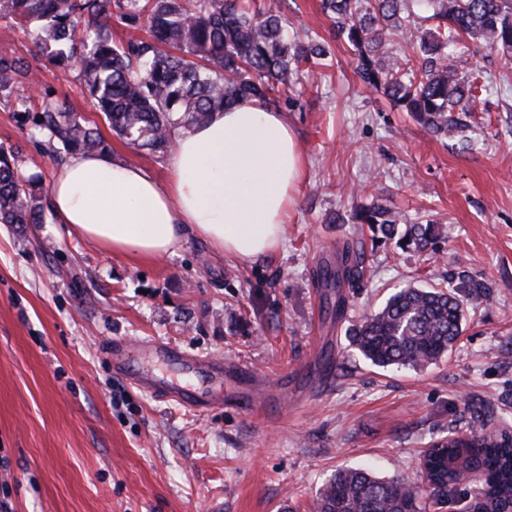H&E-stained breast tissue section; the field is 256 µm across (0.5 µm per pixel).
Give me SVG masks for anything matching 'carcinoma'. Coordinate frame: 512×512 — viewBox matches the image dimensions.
<instances>
[{
    "label": "carcinoma",
    "mask_w": 512,
    "mask_h": 512,
    "mask_svg": "<svg viewBox=\"0 0 512 512\" xmlns=\"http://www.w3.org/2000/svg\"><path fill=\"white\" fill-rule=\"evenodd\" d=\"M409 0H321L331 35L357 56V72L436 137L451 139L467 127L470 113L490 92L477 69L463 72L464 38L512 53V0H414L432 10L434 27L413 46L418 67L388 59L387 37L402 27ZM145 23V41H112V17ZM3 33L31 25L42 53L71 68L93 107L127 145L166 153L178 128L207 123L235 105L267 108L288 104L302 67L328 66L327 42L288 34L283 9L259 4L251 11L238 0H0ZM28 67L20 57L0 55V104L22 111L28 99ZM52 152L102 155L108 146L66 102L44 105L35 122ZM21 147L0 146V224H50L49 196L40 178L18 169ZM365 224L372 244L397 245L430 257L439 226L428 220L399 231L379 202L351 212ZM338 268L319 267L326 309L345 317L344 288L367 275L363 248L336 252ZM488 277H469L446 287H407L349 329L351 342L380 368L421 369L445 357L461 336L468 305L491 293ZM423 484L403 477H376L367 468L340 470L323 488L316 512H422L426 493L451 499L476 469L487 474L479 502L469 512H512V430H488L483 415L465 433L452 432L424 452Z\"/></svg>",
    "instance_id": "carcinoma-1"
}]
</instances>
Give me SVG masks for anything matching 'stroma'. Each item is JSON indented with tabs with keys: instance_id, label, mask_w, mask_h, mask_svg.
Returning <instances> with one entry per match:
<instances>
[{
	"instance_id": "1",
	"label": "stroma",
	"mask_w": 512,
	"mask_h": 512,
	"mask_svg": "<svg viewBox=\"0 0 512 512\" xmlns=\"http://www.w3.org/2000/svg\"><path fill=\"white\" fill-rule=\"evenodd\" d=\"M293 28L326 36L320 0H288ZM491 87L485 118L461 137L428 133L357 74L347 41L304 74L283 115L307 164L281 249L247 262L188 237L172 256L106 254L63 225L0 224V501L8 512H315L338 470L368 466L421 483L425 448L468 429L512 425V59L469 44ZM24 58L31 111L45 95L97 127L110 154L165 179V155L128 147L86 99L75 72L36 47L29 28L0 39ZM0 143L22 147L25 173L58 162L33 121L0 105ZM381 199L401 223L430 218L431 260L395 242L369 247L345 223ZM366 242L370 276L346 289L347 316L325 315L315 274L344 243ZM487 275L463 334L421 370L378 368L348 330L409 285ZM171 343L238 365L224 404L162 402L112 370V338ZM335 365L324 372L322 350Z\"/></svg>"
}]
</instances>
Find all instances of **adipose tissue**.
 <instances>
[{
  "label": "adipose tissue",
  "instance_id": "adipose-tissue-1",
  "mask_svg": "<svg viewBox=\"0 0 512 512\" xmlns=\"http://www.w3.org/2000/svg\"><path fill=\"white\" fill-rule=\"evenodd\" d=\"M303 179L295 134L280 113L242 104L179 130L167 177L103 155L77 154L57 169L55 223L106 253L178 252L186 233L250 261L274 254Z\"/></svg>",
  "mask_w": 512,
  "mask_h": 512
}]
</instances>
